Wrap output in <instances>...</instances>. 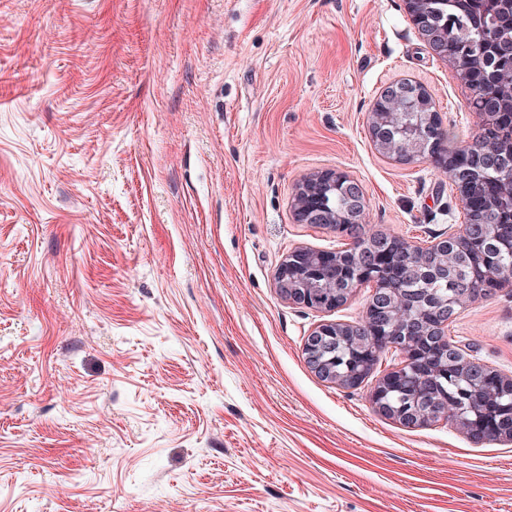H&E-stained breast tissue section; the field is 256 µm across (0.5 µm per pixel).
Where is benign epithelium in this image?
<instances>
[{
	"mask_svg": "<svg viewBox=\"0 0 512 512\" xmlns=\"http://www.w3.org/2000/svg\"><path fill=\"white\" fill-rule=\"evenodd\" d=\"M406 12L420 35L428 43L432 53L439 58H448L447 24L432 21L428 17V0H404ZM369 128L375 146L384 155L397 162L412 163L424 155L430 138L445 130L443 118L434 109L432 96L426 86L401 81L383 88L369 113ZM452 180L460 195L467 198L481 185L476 173L455 172ZM346 201V210L337 212L328 207L336 194ZM365 205L362 185L350 174L339 169H326L304 177L295 188L292 200L293 218L298 224H319L333 231H351L359 223V215ZM485 220L472 214L466 224H459L448 235L435 238L429 245H404L405 269L412 273L420 267L434 266L435 271L448 273V244H468L462 250L461 261L469 270L483 262L476 244L486 239ZM497 249L512 253V224L499 225L494 234ZM397 242L392 238H352V248L358 253L362 265L355 273L352 287L371 280L378 282L384 291L385 300L393 305L401 299L403 278L389 270L386 261L396 251ZM336 256L333 252L299 248L289 253L275 273V286L288 302L295 305L331 312L346 303L351 295H336ZM467 294L447 298L435 310L428 325V334L439 338L438 350L441 363L448 364V356L458 357L457 350L448 345V309L467 300ZM360 325L324 321L308 335L304 354L311 370L325 381L340 387L358 381L359 371H349L343 376L336 374L332 365L323 358L327 343L342 337L349 348L361 345ZM381 345L391 349H413L414 339L409 332L396 331L380 326ZM418 363H402L386 370L376 381L371 391V403L382 415L405 427L424 424L428 415L422 411H405L395 407L389 394L407 385L413 404L425 401L424 389L417 381ZM461 378L471 388H480L491 382L502 383L504 389L512 391V377H506L485 364L465 361L460 364Z\"/></svg>",
	"mask_w": 512,
	"mask_h": 512,
	"instance_id": "7a95c632",
	"label": "benign epithelium"
}]
</instances>
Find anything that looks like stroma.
<instances>
[{"label":"stroma","mask_w":512,"mask_h":512,"mask_svg":"<svg viewBox=\"0 0 512 512\" xmlns=\"http://www.w3.org/2000/svg\"><path fill=\"white\" fill-rule=\"evenodd\" d=\"M479 117L403 0H0V512H512V443L374 410L303 347L361 321L288 303L306 175L366 193L367 234L465 218L432 163L375 148L386 86ZM512 376V284L448 323Z\"/></svg>","instance_id":"obj_1"}]
</instances>
